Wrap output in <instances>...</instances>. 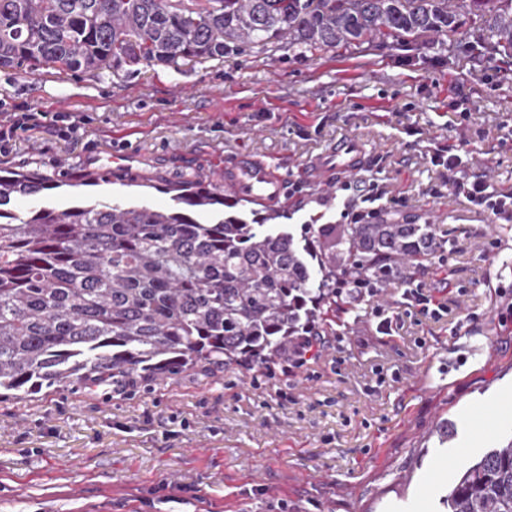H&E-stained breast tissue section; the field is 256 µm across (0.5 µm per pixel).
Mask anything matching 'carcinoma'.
<instances>
[{
  "mask_svg": "<svg viewBox=\"0 0 512 512\" xmlns=\"http://www.w3.org/2000/svg\"><path fill=\"white\" fill-rule=\"evenodd\" d=\"M472 25L473 48L512 60V0H0V66L80 73L240 54L416 42ZM0 173V399L91 391L191 370L263 369L305 336L336 335L358 289L404 287L444 240L433 224L279 223L280 207L204 180L153 209L83 199L26 214L17 197L98 186ZM448 512H512V438L460 473Z\"/></svg>",
  "mask_w": 512,
  "mask_h": 512,
  "instance_id": "carcinoma-1",
  "label": "carcinoma"
}]
</instances>
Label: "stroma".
<instances>
[{"mask_svg":"<svg viewBox=\"0 0 512 512\" xmlns=\"http://www.w3.org/2000/svg\"><path fill=\"white\" fill-rule=\"evenodd\" d=\"M467 35L374 42L299 54L287 43L239 55L92 75L0 68V115L78 112L61 137H14L0 168L53 176L99 171L100 200L171 206L165 187L240 152L288 177L293 231L341 224L383 191L392 218L438 225L450 242L413 279L443 302L437 317L377 293L342 314L323 358L284 372H188L151 389L88 396L61 387L0 401V512H448L460 471L512 438V216L454 191L486 177L512 192V64L477 59ZM341 135L365 141L359 171L313 159ZM466 144L455 171L433 166ZM140 155L130 169L109 158ZM498 405L489 436L460 429Z\"/></svg>","mask_w":512,"mask_h":512,"instance_id":"35a3bbf8","label":"stroma"}]
</instances>
